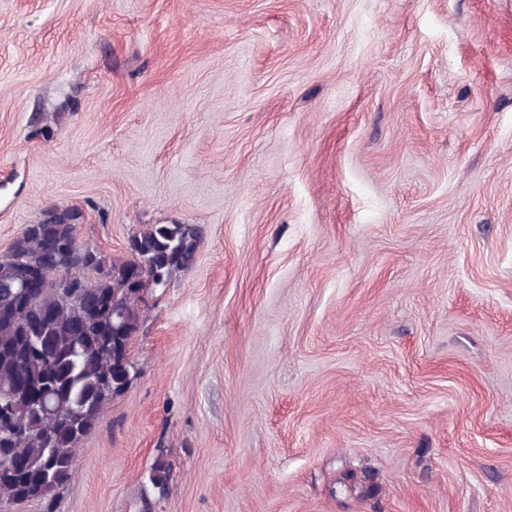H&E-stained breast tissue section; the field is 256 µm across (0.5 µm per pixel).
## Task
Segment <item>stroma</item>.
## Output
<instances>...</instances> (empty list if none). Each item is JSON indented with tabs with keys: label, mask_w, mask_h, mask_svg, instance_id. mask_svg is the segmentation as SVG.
I'll list each match as a JSON object with an SVG mask.
<instances>
[{
	"label": "stroma",
	"mask_w": 512,
	"mask_h": 512,
	"mask_svg": "<svg viewBox=\"0 0 512 512\" xmlns=\"http://www.w3.org/2000/svg\"><path fill=\"white\" fill-rule=\"evenodd\" d=\"M71 208L203 238L12 512H512V0H0V254Z\"/></svg>",
	"instance_id": "35a3bbf8"
}]
</instances>
